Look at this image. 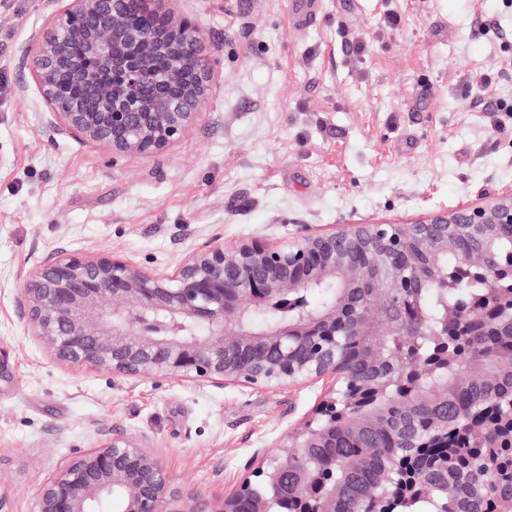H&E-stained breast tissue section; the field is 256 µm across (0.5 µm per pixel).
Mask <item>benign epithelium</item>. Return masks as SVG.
Listing matches in <instances>:
<instances>
[{"instance_id": "benign-epithelium-1", "label": "benign epithelium", "mask_w": 512, "mask_h": 512, "mask_svg": "<svg viewBox=\"0 0 512 512\" xmlns=\"http://www.w3.org/2000/svg\"><path fill=\"white\" fill-rule=\"evenodd\" d=\"M168 0H68L26 49V61L47 109L49 129L114 156L159 153L183 138L210 94L209 52ZM489 239L512 232V190L483 203L438 209L403 223L345 224L313 230L303 225L291 239L270 244L253 238L230 247L215 241L187 254L172 270L149 268L113 253L86 254L59 248L28 275L16 302L21 319L50 360L74 369H93L125 380L168 377L222 386L229 383L278 387L332 377L346 383V405L337 409L331 392L316 409L324 427L304 434L295 449L281 451L264 482L278 490L293 474L288 512H334L336 469L297 468L305 448L336 447V418L343 429L376 420L371 401L383 393L382 374L355 378L336 358V329L351 327L358 358L369 370L383 367L379 343L383 322L366 292L378 283L395 301L438 281L428 255L453 252L471 268L467 229ZM340 283L323 309L297 321L280 318L265 329L244 325L249 313L273 306L288 311V297L314 285ZM484 307L458 320L466 336H511L512 323L493 328ZM396 327L413 341L426 325L423 310L398 307ZM306 340L302 350L289 341ZM448 318L436 333L434 353L408 355L396 369L406 398L440 409L432 435L413 434L410 447L464 444L512 447V414L489 400L476 417L448 427V383L428 390L418 379L457 361ZM406 456L407 475L394 497L417 494L421 480ZM125 512H267L264 498L249 485L219 501L188 497L172 486L162 460L122 434L105 437L77 452L38 490L31 512H98L114 493Z\"/></svg>"}]
</instances>
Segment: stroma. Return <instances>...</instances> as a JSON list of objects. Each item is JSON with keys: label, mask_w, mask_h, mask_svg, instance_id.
<instances>
[{"label": "stroma", "mask_w": 512, "mask_h": 512, "mask_svg": "<svg viewBox=\"0 0 512 512\" xmlns=\"http://www.w3.org/2000/svg\"><path fill=\"white\" fill-rule=\"evenodd\" d=\"M314 2L298 23L293 0H173L211 54L209 100L164 152L114 157L44 122L23 54L60 0H0L9 512H31L48 477L114 432L159 456L184 494L222 499L296 443L334 384L125 381L56 365L16 303L53 251L171 269L212 241L279 243L302 223L403 222L512 186V0ZM500 102L507 111H493Z\"/></svg>", "instance_id": "35a3bbf8"}]
</instances>
